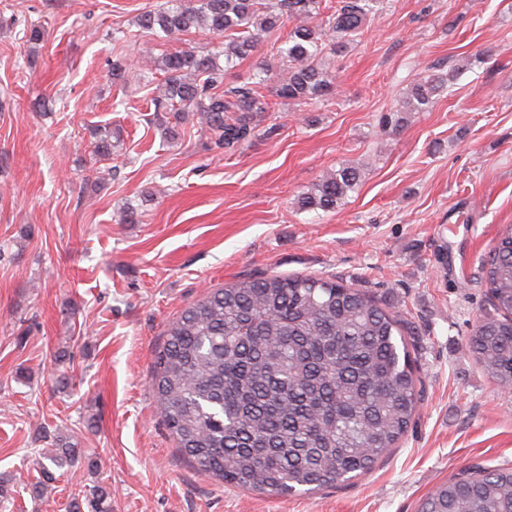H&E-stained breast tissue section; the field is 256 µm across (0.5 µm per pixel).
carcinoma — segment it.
Returning a JSON list of instances; mask_svg holds the SVG:
<instances>
[{"instance_id": "carcinoma-1", "label": "carcinoma", "mask_w": 512, "mask_h": 512, "mask_svg": "<svg viewBox=\"0 0 512 512\" xmlns=\"http://www.w3.org/2000/svg\"><path fill=\"white\" fill-rule=\"evenodd\" d=\"M381 0H337L323 22V0H168L137 16L145 33L172 39L195 29L224 39L219 54L179 51L149 59L164 74L161 96L176 122L194 112L214 142L234 152L255 136L254 115L268 112L261 93L305 103L333 90L321 62L371 20ZM293 23L281 49L284 73L268 64L258 80L226 87L224 75L258 41ZM446 78L414 81L399 108L421 111ZM361 180L343 167L299 198L302 209L333 211ZM493 312L465 344L489 378L512 387V225L484 264ZM151 386L178 450L197 469L249 491L283 494L319 489L368 472L397 447L417 413L423 383L416 375L409 328L369 292L340 276L246 277L208 292L166 330ZM47 460L63 467L84 460L78 443L59 438ZM70 502L71 512H112L107 488ZM418 512H512V468L473 466L440 485Z\"/></svg>"}]
</instances>
